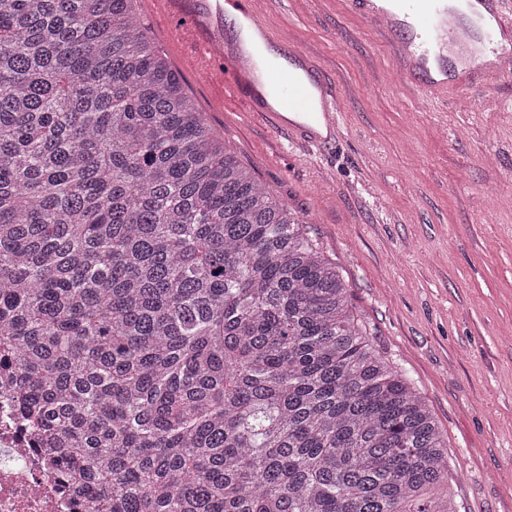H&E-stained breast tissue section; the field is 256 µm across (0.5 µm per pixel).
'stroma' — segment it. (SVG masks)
<instances>
[{"label": "stroma", "mask_w": 512, "mask_h": 512, "mask_svg": "<svg viewBox=\"0 0 512 512\" xmlns=\"http://www.w3.org/2000/svg\"><path fill=\"white\" fill-rule=\"evenodd\" d=\"M275 34L336 83L342 140L300 153L138 19L227 150L308 222L353 311L425 397L458 468V512H512V80L421 100L338 0H270Z\"/></svg>", "instance_id": "1"}]
</instances>
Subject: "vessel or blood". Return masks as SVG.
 Listing matches in <instances>:
<instances>
[{
	"instance_id": "b4317fda",
	"label": "vessel or blood",
	"mask_w": 512,
	"mask_h": 512,
	"mask_svg": "<svg viewBox=\"0 0 512 512\" xmlns=\"http://www.w3.org/2000/svg\"><path fill=\"white\" fill-rule=\"evenodd\" d=\"M346 9L375 25L398 66L397 76L419 96L436 99L450 89L500 82L499 68L476 65L477 55L512 54V0H467L484 22L480 44L448 24L445 0H401L398 11L378 0H342ZM163 17L166 38L198 72L227 88L247 112L287 133L293 145L324 147L340 135L336 87L313 55L289 48L287 65L271 63L255 75L243 48L224 32L228 15L247 20L258 41L272 30L259 16V0H145Z\"/></svg>"
}]
</instances>
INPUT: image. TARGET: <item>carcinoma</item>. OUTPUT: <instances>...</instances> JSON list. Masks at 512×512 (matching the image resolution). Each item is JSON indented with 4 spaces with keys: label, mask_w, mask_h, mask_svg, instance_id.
Returning <instances> with one entry per match:
<instances>
[{
    "label": "carcinoma",
    "mask_w": 512,
    "mask_h": 512,
    "mask_svg": "<svg viewBox=\"0 0 512 512\" xmlns=\"http://www.w3.org/2000/svg\"><path fill=\"white\" fill-rule=\"evenodd\" d=\"M134 0H0V367L85 512H437L452 458Z\"/></svg>",
    "instance_id": "1"
}]
</instances>
